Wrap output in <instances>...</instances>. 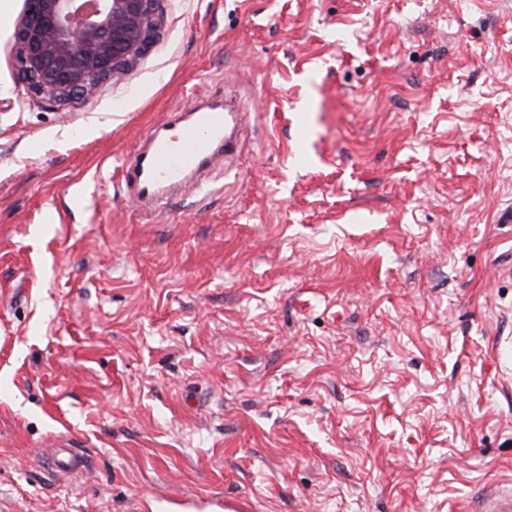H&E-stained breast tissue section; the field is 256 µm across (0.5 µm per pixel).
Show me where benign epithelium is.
<instances>
[{"label": "benign epithelium", "mask_w": 512, "mask_h": 512, "mask_svg": "<svg viewBox=\"0 0 512 512\" xmlns=\"http://www.w3.org/2000/svg\"><path fill=\"white\" fill-rule=\"evenodd\" d=\"M14 53L19 102L69 103L122 78L153 43L166 0H25Z\"/></svg>", "instance_id": "benign-epithelium-1"}]
</instances>
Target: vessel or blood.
Returning <instances> with one entry per match:
<instances>
[{
  "instance_id": "vessel-or-blood-1",
  "label": "vessel or blood",
  "mask_w": 512,
  "mask_h": 512,
  "mask_svg": "<svg viewBox=\"0 0 512 512\" xmlns=\"http://www.w3.org/2000/svg\"><path fill=\"white\" fill-rule=\"evenodd\" d=\"M246 116L220 105H202L192 110L175 133L154 130L144 145L129 158L125 187L139 203L157 202L165 190L174 188L201 169L210 167L231 176L237 172L245 136ZM168 512H241L240 505L222 497L167 501Z\"/></svg>"
}]
</instances>
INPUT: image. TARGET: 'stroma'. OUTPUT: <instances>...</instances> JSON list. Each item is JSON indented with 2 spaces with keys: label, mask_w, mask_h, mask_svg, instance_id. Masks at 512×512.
I'll use <instances>...</instances> for the list:
<instances>
[{
  "label": "stroma",
  "mask_w": 512,
  "mask_h": 512,
  "mask_svg": "<svg viewBox=\"0 0 512 512\" xmlns=\"http://www.w3.org/2000/svg\"><path fill=\"white\" fill-rule=\"evenodd\" d=\"M0 0V512H476L512 486V0H167L21 107ZM232 88L237 178L123 162ZM73 442L85 465L44 461ZM157 501L164 502L168 512H240L243 510L241 505L225 502L224 498L219 496L182 501L159 498Z\"/></svg>",
  "instance_id": "stroma-1"
}]
</instances>
